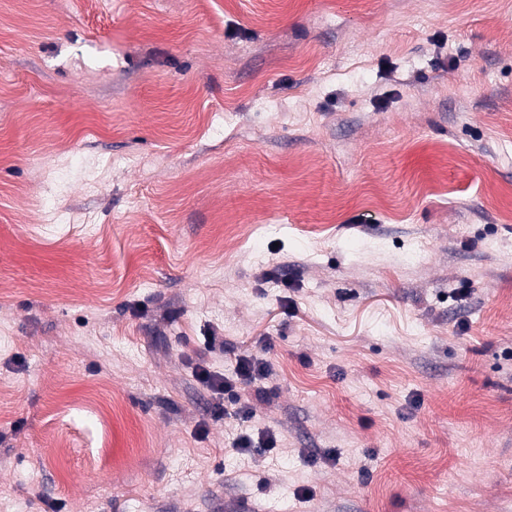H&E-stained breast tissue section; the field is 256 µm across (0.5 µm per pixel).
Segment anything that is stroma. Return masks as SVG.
<instances>
[{
  "label": "stroma",
  "mask_w": 512,
  "mask_h": 512,
  "mask_svg": "<svg viewBox=\"0 0 512 512\" xmlns=\"http://www.w3.org/2000/svg\"><path fill=\"white\" fill-rule=\"evenodd\" d=\"M1 335L0 512H512V5L0 0ZM234 376L223 378L214 376L204 365H199L196 370V378L215 393L230 394L233 396L238 385L249 386L258 379H265L270 374V365L263 358L254 353L243 352L236 355ZM258 435L257 445L254 440L249 435H240L236 440L234 445L241 452L254 455L255 451H260L261 453H265L267 451H271L276 449V437L272 433L269 432H260Z\"/></svg>",
  "instance_id": "stroma-1"
}]
</instances>
